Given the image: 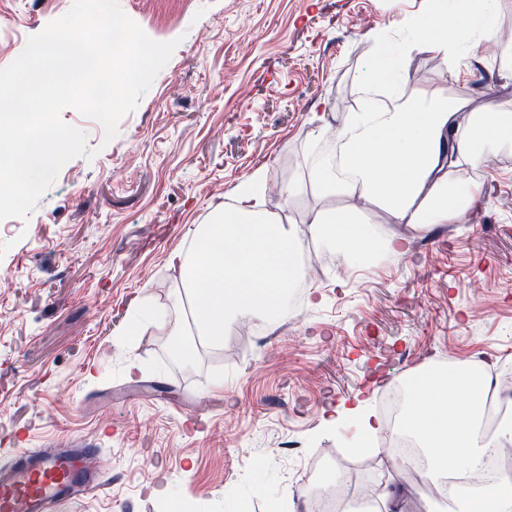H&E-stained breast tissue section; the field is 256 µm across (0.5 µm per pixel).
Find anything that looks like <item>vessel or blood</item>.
<instances>
[{
	"label": "vessel or blood",
	"instance_id": "obj_1",
	"mask_svg": "<svg viewBox=\"0 0 512 512\" xmlns=\"http://www.w3.org/2000/svg\"><path fill=\"white\" fill-rule=\"evenodd\" d=\"M97 448H19L0 460V512H62L106 484L91 460Z\"/></svg>",
	"mask_w": 512,
	"mask_h": 512
}]
</instances>
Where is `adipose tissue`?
<instances>
[{
	"mask_svg": "<svg viewBox=\"0 0 512 512\" xmlns=\"http://www.w3.org/2000/svg\"><path fill=\"white\" fill-rule=\"evenodd\" d=\"M487 14L480 0H439L409 28L411 46L455 59L460 43L473 50L494 39ZM360 92L361 111L339 127L326 114H312L311 141L335 133L336 153L318 156L307 177L290 179L282 189L288 202L310 186L323 199L345 200V207L316 210L306 231H298L264 209L266 174L259 167L234 189L230 205L216 206L209 223L195 227L190 252L170 255L169 266L191 302V322L208 346L223 347L226 329L240 320L287 317L288 287L303 277L302 236L345 249L365 265L384 253L403 256L406 237L361 222L355 200L421 229L465 223L479 186L470 183L462 194H452L461 173L444 170V160L455 155L478 166L512 146V113L494 103L463 127L456 116L465 110V99L424 98L387 70H378ZM492 369L489 363L469 365L453 378L429 371L409 394L405 428L429 460L432 484L446 492L447 512H512V484L448 482L450 472L476 470L490 452L512 447L511 418L492 433L482 426Z\"/></svg>",
	"mask_w": 512,
	"mask_h": 512,
	"instance_id": "adipose-tissue-1",
	"label": "adipose tissue"
}]
</instances>
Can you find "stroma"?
<instances>
[{
  "label": "stroma",
  "mask_w": 512,
  "mask_h": 512,
  "mask_svg": "<svg viewBox=\"0 0 512 512\" xmlns=\"http://www.w3.org/2000/svg\"><path fill=\"white\" fill-rule=\"evenodd\" d=\"M118 2L178 46L114 140L64 109L93 157L68 161L28 219L0 222V455L95 443L110 482L65 512H171L180 500L192 512H314L325 470L344 496L379 495L397 463L355 452V424L327 426L324 412L360 392L379 401L432 367L512 365V151L467 173L480 223L417 233L405 260L384 255L351 284L336 272L350 256L336 251L320 305L271 336L234 326L222 348L176 358L168 331L184 311L169 254L255 168L282 186L333 148L311 143V114L336 125L358 111L371 33L398 48L399 24L425 2ZM72 4L0 0V68ZM462 62L456 83L442 54L412 53L404 74L425 95L512 113V73L483 49ZM143 296L168 317L123 340ZM162 481L165 499L152 493Z\"/></svg>",
  "instance_id": "35a3bbf8"
}]
</instances>
